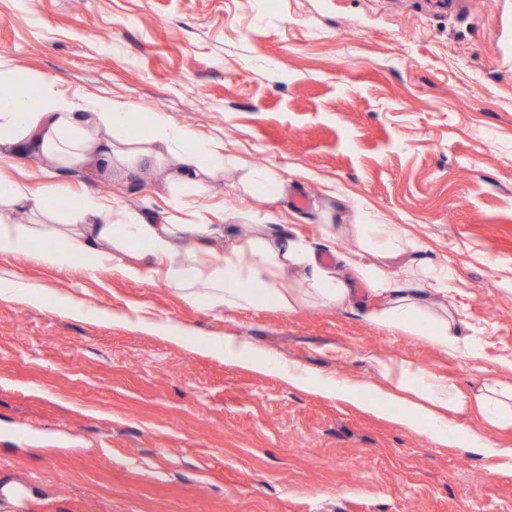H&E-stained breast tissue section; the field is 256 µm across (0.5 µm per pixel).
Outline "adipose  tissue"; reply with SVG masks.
Here are the masks:
<instances>
[{
	"label": "adipose tissue",
	"mask_w": 512,
	"mask_h": 512,
	"mask_svg": "<svg viewBox=\"0 0 512 512\" xmlns=\"http://www.w3.org/2000/svg\"><path fill=\"white\" fill-rule=\"evenodd\" d=\"M133 107L107 96L75 101L57 83L32 79L14 69L0 70V156L35 157L62 167L109 165L133 156H173L178 179L202 187L203 178L223 165L218 144L153 113L150 136L141 144L127 139ZM51 198L40 187L0 173V252L33 254L35 259L66 266L78 260L116 263L128 278L149 273L181 291L185 300L212 309L276 308L293 312L304 294L329 306L342 307L363 282L377 298L364 317L390 331H411L434 347L456 352L474 349L463 322L447 306H432L428 295H447V268L407 257L405 240L395 224L375 223L370 213L353 227L356 250L337 254L329 265L321 251L299 233L263 232L244 242L225 245V227L201 219L174 223L154 220L137 211L117 212L113 202L92 192H74L68 183L51 181ZM60 212H52L54 201ZM26 211L36 223L10 224L6 213ZM301 273L306 286H286L289 273ZM151 333L192 350L238 364L270 370L288 385L353 400L372 410L389 409L399 425L423 430L434 442L497 458L512 473V448L496 447L485 435L468 430L460 417L477 408L498 428L512 427V383L493 380L474 394L464 393L452 379L407 364L383 362L379 383L352 378H321L283 364L274 353L233 337L190 335L180 325L145 321Z\"/></svg>",
	"instance_id": "1"
}]
</instances>
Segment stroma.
<instances>
[{"label":"stroma","instance_id":"stroma-1","mask_svg":"<svg viewBox=\"0 0 512 512\" xmlns=\"http://www.w3.org/2000/svg\"><path fill=\"white\" fill-rule=\"evenodd\" d=\"M0 66L73 99L133 105V135L162 112L223 145L190 218L253 234L271 213L320 245L322 223L365 210L450 269L446 301L475 330L450 354L308 301L212 310L111 265L0 252V486L14 512H512V473L433 443L390 411L305 392L146 332L138 318L236 336L316 375L377 383L382 361L467 393L512 353V0H0ZM293 180L288 199L246 192L245 168ZM117 207L172 208L174 163L60 168ZM127 315L82 319L59 305ZM432 296L433 304H441Z\"/></svg>","mask_w":512,"mask_h":512}]
</instances>
